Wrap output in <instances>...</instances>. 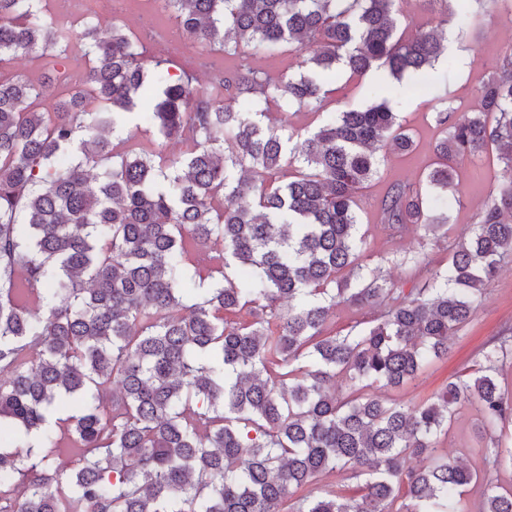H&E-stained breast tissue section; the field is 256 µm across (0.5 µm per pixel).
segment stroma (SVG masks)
Segmentation results:
<instances>
[{
    "label": "stroma",
    "mask_w": 512,
    "mask_h": 512,
    "mask_svg": "<svg viewBox=\"0 0 512 512\" xmlns=\"http://www.w3.org/2000/svg\"><path fill=\"white\" fill-rule=\"evenodd\" d=\"M471 15L453 19L448 25L447 62L419 74L416 82L365 76L358 81L337 78L334 98L337 106L363 107L379 93H386L399 120L411 133L417 149L413 156L385 150V160L373 185L359 198L360 232L364 234L366 251L379 256L390 251L424 252L430 268L443 267L448 251L458 241L467 225L475 223L482 203L503 182L502 165L489 158L464 160L456 165V179L463 196L462 205H449L439 197L435 209L448 212L451 228L446 241L439 246L420 248L416 237L405 236L390 241L377 222V204L388 187L396 182H416L435 161L433 144L440 136L435 124L436 112L444 108L476 111L480 108L478 88L492 62L512 52V6L505 0H473ZM132 30L142 22H151L155 30L175 31L172 13L157 9L154 0H125L119 16ZM157 54L172 56L178 64L195 71L201 85H208L214 74L225 68L224 54L212 52V64L203 65V51L186 36L159 41ZM512 334V262L504 266L500 276L491 281L481 306L472 321L448 340L447 357L434 361L419 379L397 389L381 390L382 398L414 404L439 391L464 368L471 365L480 350L501 335ZM449 457L460 459L471 471L480 473L487 466L486 454L492 442L485 435L480 416L468 404L457 406L455 419L442 439Z\"/></svg>",
    "instance_id": "1"
}]
</instances>
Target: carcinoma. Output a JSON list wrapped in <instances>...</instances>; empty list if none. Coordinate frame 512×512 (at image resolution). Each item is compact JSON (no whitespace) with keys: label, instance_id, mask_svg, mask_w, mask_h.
<instances>
[{"label":"carcinoma","instance_id":"cac0c4a2","mask_svg":"<svg viewBox=\"0 0 512 512\" xmlns=\"http://www.w3.org/2000/svg\"><path fill=\"white\" fill-rule=\"evenodd\" d=\"M165 2L204 50L286 46L310 68L288 77L244 62L200 89L153 51L154 31L114 22L104 40L93 20L65 31L46 7L0 0V70L19 56L41 68L0 73V512H465L477 474L441 437L459 403L490 432L512 423L497 382L512 336L417 405L371 390L447 355L512 262V179L446 267L427 270L433 286L407 292L382 262L406 275L421 263L373 259L356 212L378 152L413 147L388 101L330 112L304 135L268 109L324 108L338 70L400 80L434 66L470 0H443L457 9L409 38L403 0ZM480 98L478 111L437 113L438 161L380 200L390 238L448 237L433 201L461 203L457 160L491 148L512 169V57ZM135 109L156 138L120 136ZM169 140L185 151L165 152ZM342 303L375 314L336 332ZM336 470L364 483L319 490ZM483 484L479 512H512V490L490 473Z\"/></svg>","mask_w":512,"mask_h":512}]
</instances>
